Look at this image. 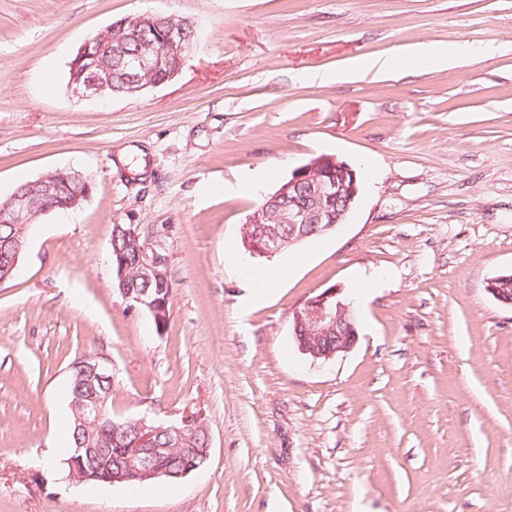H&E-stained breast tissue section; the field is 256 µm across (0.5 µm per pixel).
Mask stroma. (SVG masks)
<instances>
[{"mask_svg":"<svg viewBox=\"0 0 512 512\" xmlns=\"http://www.w3.org/2000/svg\"><path fill=\"white\" fill-rule=\"evenodd\" d=\"M152 12L194 26L179 74L78 98V47ZM483 52L442 68L416 43ZM386 76L336 82L350 61ZM360 177L344 224L269 259L246 217L310 158ZM78 168L81 208L30 226L0 283V512H512V0H0V200ZM116 224L168 256L166 331L116 292ZM287 268L252 303L251 274ZM391 270L356 303L358 341L326 363L292 319L330 287ZM112 372V413H195L207 461L132 491L68 481L69 365ZM391 65L388 59L375 58L367 61H354L336 74L327 75L328 80H350L357 76L374 71L375 75H386L390 72Z\"/></svg>","mask_w":512,"mask_h":512,"instance_id":"stroma-1","label":"stroma"}]
</instances>
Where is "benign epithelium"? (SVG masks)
Masks as SVG:
<instances>
[{
  "mask_svg": "<svg viewBox=\"0 0 512 512\" xmlns=\"http://www.w3.org/2000/svg\"><path fill=\"white\" fill-rule=\"evenodd\" d=\"M155 14L138 13L125 18L124 22L108 27L80 47L70 62L71 80L69 87L78 97H103L110 86V77L103 76L100 70L85 64L100 53L112 48V34L125 29V37H136L139 31L153 24ZM164 33V49H158L152 42H143L127 61V68L134 73H147L167 64V49L180 59L185 58L194 47V30L185 18L171 15ZM76 182L81 189L75 194L62 198L53 194L59 183ZM305 186L308 200L297 201L294 192ZM30 188L54 199L51 207L37 209L32 204ZM93 181L84 172L75 169L58 170L49 177H41L29 184V187L16 190L9 199L0 201V224H13L24 234L37 219L55 209L75 210L92 193ZM358 195L357 173L348 164L336 160L333 156L320 155L293 171L292 178L271 197L266 198L247 217L244 242L252 255L271 257L290 244L306 238L305 229L314 228L315 232L326 234L336 225L343 223ZM286 224L291 237L285 238L271 232L268 222ZM126 237L136 244L139 258V271L146 276H161L168 266V257L162 248L152 245L143 238L141 225L126 224L122 228ZM23 242L19 241L10 252L0 255V282L12 278L19 264ZM116 291L125 301L146 311L154 320L158 331H163L169 320L168 304L170 295L148 297L133 294L126 287L125 268H119ZM293 339L302 354L314 362L325 363L353 349L358 339L357 320L351 301L342 295V289L330 287L310 298L293 315ZM110 395L85 396L75 394L72 407L76 411V424L83 429L94 428L107 417ZM137 434L136 440L128 448H95L92 437L78 441L74 456L69 460L70 471L67 478L82 483L85 481L83 457L95 455L105 470L104 481L113 485L121 483L133 485L154 479H182L198 469L207 460L210 444L202 448H184L183 465L173 469L168 464V448L155 447L154 437L160 433L167 435L177 443L188 442L201 418L187 414L181 421L170 425H158L156 422L140 418L132 421ZM119 462L112 469V459Z\"/></svg>",
  "mask_w": 512,
  "mask_h": 512,
  "instance_id": "obj_1",
  "label": "benign epithelium"
}]
</instances>
